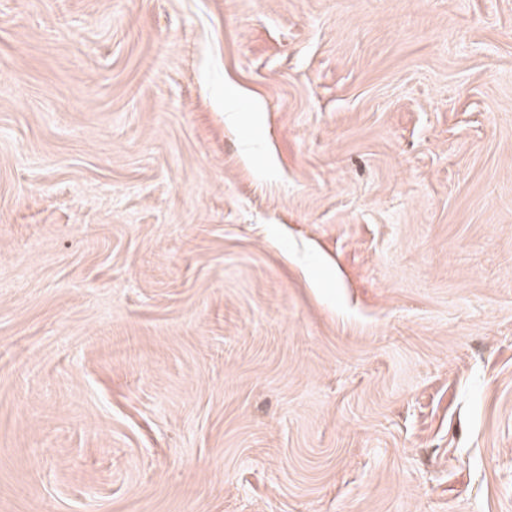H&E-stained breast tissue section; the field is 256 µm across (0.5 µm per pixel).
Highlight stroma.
<instances>
[{"label": "stroma", "mask_w": 512, "mask_h": 512, "mask_svg": "<svg viewBox=\"0 0 512 512\" xmlns=\"http://www.w3.org/2000/svg\"><path fill=\"white\" fill-rule=\"evenodd\" d=\"M0 512H512V0H0Z\"/></svg>", "instance_id": "obj_1"}]
</instances>
